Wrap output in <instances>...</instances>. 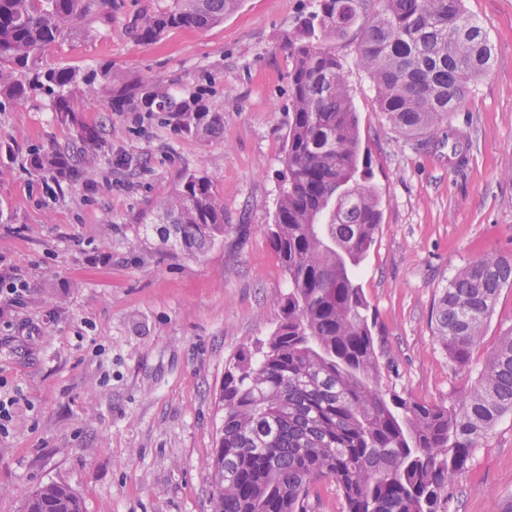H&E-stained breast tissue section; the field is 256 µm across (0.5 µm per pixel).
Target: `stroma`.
Listing matches in <instances>:
<instances>
[{
	"mask_svg": "<svg viewBox=\"0 0 512 512\" xmlns=\"http://www.w3.org/2000/svg\"><path fill=\"white\" fill-rule=\"evenodd\" d=\"M111 24L89 22L54 46L55 67L112 66V84L148 81L201 95L223 112L219 135L188 137L163 112L112 110L99 89L82 118L110 131L78 181L23 165L29 149L76 145L47 96L0 112V270L27 286L0 298V396L17 399L0 434V512L61 484L83 512H212L207 464L224 415V368L277 326L288 279L268 239L282 186L293 60L286 40L310 0H243L205 30L137 42L132 27L170 0H117ZM378 4L332 43L381 197L376 242L357 270L383 340V388L427 403L468 375L440 347L439 289L477 255L512 254V0H464L493 47L490 71L448 115L457 144L406 137L388 122L357 62ZM130 165L112 167L115 153ZM187 173L224 205L223 241L200 255L165 244L161 203ZM512 331L502 289L473 350L483 361ZM441 512H512V414L499 421Z\"/></svg>",
	"mask_w": 512,
	"mask_h": 512,
	"instance_id": "obj_1",
	"label": "stroma"
}]
</instances>
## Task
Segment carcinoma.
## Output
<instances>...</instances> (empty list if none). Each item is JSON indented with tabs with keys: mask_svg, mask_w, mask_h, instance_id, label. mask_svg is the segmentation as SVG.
<instances>
[{
	"mask_svg": "<svg viewBox=\"0 0 512 512\" xmlns=\"http://www.w3.org/2000/svg\"><path fill=\"white\" fill-rule=\"evenodd\" d=\"M359 65L388 121L404 136L443 133L472 82L491 66L485 30L463 0H378ZM240 0H171L142 18L143 45L182 28L208 29ZM362 0H312L288 38L292 113L286 187L270 240L288 293L269 339L225 368L224 416L208 471L213 512H308L315 485L332 479L345 512H439L448 482L463 473L500 419L512 413V332L481 364L473 347L499 293L512 288V257L486 252L442 286L434 334L448 357L475 375L449 404L382 389L370 304L356 280L381 220L359 119L342 66L328 44L355 23ZM112 0H0V111L46 93L57 124L73 131L80 156L96 158L103 130L79 116L78 92L93 96L110 70L46 68L43 56L89 18L112 22ZM150 93L123 85L111 105ZM189 136L218 128L224 115L194 98L163 102ZM30 165L57 181L78 176L69 152L29 151ZM163 235L188 254L224 238V205L209 181L184 176L161 203ZM20 512H83L71 488L51 484L22 499Z\"/></svg>",
	"mask_w": 512,
	"mask_h": 512,
	"instance_id": "carcinoma-1",
	"label": "carcinoma"
}]
</instances>
